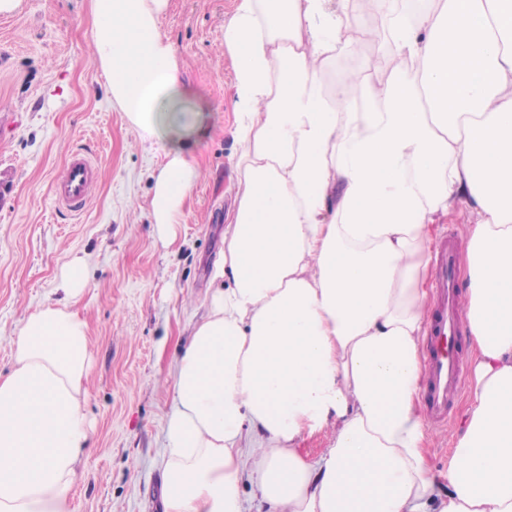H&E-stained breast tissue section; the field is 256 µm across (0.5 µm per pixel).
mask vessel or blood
I'll list each match as a JSON object with an SVG mask.
<instances>
[{"instance_id": "obj_1", "label": "vessel or blood", "mask_w": 512, "mask_h": 512, "mask_svg": "<svg viewBox=\"0 0 512 512\" xmlns=\"http://www.w3.org/2000/svg\"><path fill=\"white\" fill-rule=\"evenodd\" d=\"M96 180L94 162L81 151H71L53 182L55 202L69 211L82 212ZM454 257V247L446 246L434 260V281L440 305L431 327V347L424 360L426 401L431 416L439 422L446 421L448 402L462 386V366L453 348L462 325V300L453 274Z\"/></svg>"}]
</instances>
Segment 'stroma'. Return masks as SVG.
I'll use <instances>...</instances> for the list:
<instances>
[{
    "label": "stroma",
    "mask_w": 512,
    "mask_h": 512,
    "mask_svg": "<svg viewBox=\"0 0 512 512\" xmlns=\"http://www.w3.org/2000/svg\"><path fill=\"white\" fill-rule=\"evenodd\" d=\"M233 0H171L161 22L176 48L192 106L206 114L185 150L202 175L184 208L178 243L165 246L148 203L162 144L142 141L113 107L91 59L90 0H22L0 14V373L12 366L25 318L55 301L69 255L88 256L94 278L75 305L89 326L86 382L92 422L73 488L75 512H162L161 452L173 406L170 365L207 311L213 264L233 203V72L224 20ZM98 168L87 211L58 208L51 184L69 151ZM462 387L427 463L448 470Z\"/></svg>",
    "instance_id": "obj_1"
}]
</instances>
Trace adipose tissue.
<instances>
[{
  "label": "adipose tissue",
  "instance_id": "adipose-tissue-1",
  "mask_svg": "<svg viewBox=\"0 0 512 512\" xmlns=\"http://www.w3.org/2000/svg\"><path fill=\"white\" fill-rule=\"evenodd\" d=\"M171 0H91L92 59L113 106L165 150L150 214L178 240L204 121L160 20ZM377 26L355 28L354 10ZM370 44L372 69L323 74ZM234 207L208 312L171 365L164 512H512V0H234ZM471 222L464 316L472 403L446 479L428 466L420 339L431 227ZM92 274L24 322L0 375V512H74L89 443ZM329 431L309 460L303 433ZM257 447H246L247 438Z\"/></svg>",
  "mask_w": 512,
  "mask_h": 512
}]
</instances>
